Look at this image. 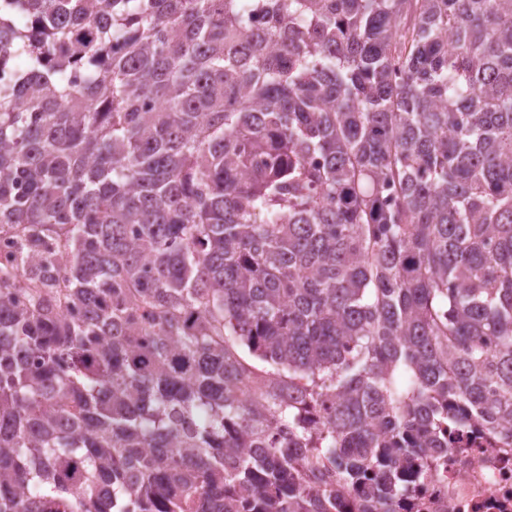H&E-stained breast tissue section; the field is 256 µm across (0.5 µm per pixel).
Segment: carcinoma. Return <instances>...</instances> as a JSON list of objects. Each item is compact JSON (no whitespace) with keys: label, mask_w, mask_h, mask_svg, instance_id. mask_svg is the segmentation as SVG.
<instances>
[{"label":"carcinoma","mask_w":512,"mask_h":512,"mask_svg":"<svg viewBox=\"0 0 512 512\" xmlns=\"http://www.w3.org/2000/svg\"><path fill=\"white\" fill-rule=\"evenodd\" d=\"M0 234V512H395L512 448V0H0Z\"/></svg>","instance_id":"obj_1"}]
</instances>
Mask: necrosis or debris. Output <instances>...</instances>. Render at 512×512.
I'll list each match as a JSON object with an SVG mask.
<instances>
[{"label": "necrosis or debris", "mask_w": 512, "mask_h": 512, "mask_svg": "<svg viewBox=\"0 0 512 512\" xmlns=\"http://www.w3.org/2000/svg\"><path fill=\"white\" fill-rule=\"evenodd\" d=\"M440 457L443 469L422 479L398 512H512V448L467 433Z\"/></svg>", "instance_id": "1"}]
</instances>
